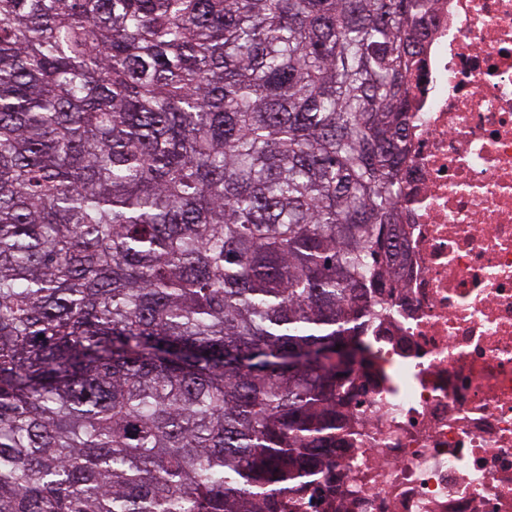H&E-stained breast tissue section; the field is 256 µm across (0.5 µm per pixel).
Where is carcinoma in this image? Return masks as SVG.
<instances>
[{"mask_svg": "<svg viewBox=\"0 0 512 512\" xmlns=\"http://www.w3.org/2000/svg\"><path fill=\"white\" fill-rule=\"evenodd\" d=\"M425 3L0 0V512H299L337 467Z\"/></svg>", "mask_w": 512, "mask_h": 512, "instance_id": "1", "label": "carcinoma"}]
</instances>
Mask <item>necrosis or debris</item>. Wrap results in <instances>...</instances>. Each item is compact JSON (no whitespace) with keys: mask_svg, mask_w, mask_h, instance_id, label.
<instances>
[{"mask_svg":"<svg viewBox=\"0 0 512 512\" xmlns=\"http://www.w3.org/2000/svg\"><path fill=\"white\" fill-rule=\"evenodd\" d=\"M402 286L306 512H512V0H428Z\"/></svg>","mask_w":512,"mask_h":512,"instance_id":"4bbe7bcc","label":"necrosis or debris"}]
</instances>
